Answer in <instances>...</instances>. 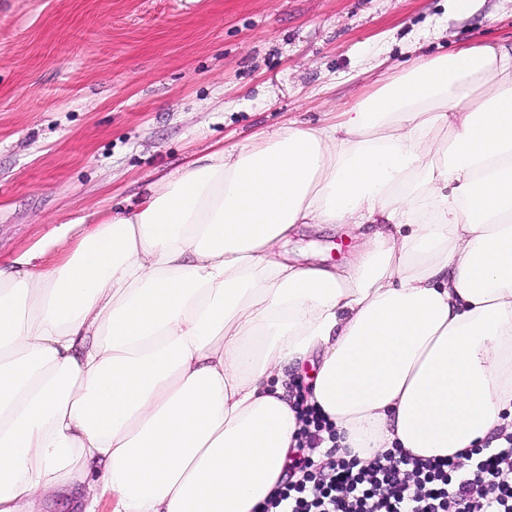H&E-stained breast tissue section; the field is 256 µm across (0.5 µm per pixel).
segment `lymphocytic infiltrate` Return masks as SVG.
I'll return each instance as SVG.
<instances>
[{
  "instance_id": "f902f5d3",
  "label": "lymphocytic infiltrate",
  "mask_w": 512,
  "mask_h": 512,
  "mask_svg": "<svg viewBox=\"0 0 512 512\" xmlns=\"http://www.w3.org/2000/svg\"><path fill=\"white\" fill-rule=\"evenodd\" d=\"M301 421L290 466L302 477L284 484L263 512H512V434L468 473L451 458L390 453L363 463L331 450L317 461L306 450L333 426L311 407ZM479 482L481 495L474 491Z\"/></svg>"
}]
</instances>
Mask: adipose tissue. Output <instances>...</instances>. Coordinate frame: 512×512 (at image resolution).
Returning <instances> with one entry per match:
<instances>
[{
	"instance_id": "obj_1",
	"label": "adipose tissue",
	"mask_w": 512,
	"mask_h": 512,
	"mask_svg": "<svg viewBox=\"0 0 512 512\" xmlns=\"http://www.w3.org/2000/svg\"><path fill=\"white\" fill-rule=\"evenodd\" d=\"M314 224L343 263L289 255ZM303 403L363 460L512 433V49L416 59L0 264V512H261Z\"/></svg>"
}]
</instances>
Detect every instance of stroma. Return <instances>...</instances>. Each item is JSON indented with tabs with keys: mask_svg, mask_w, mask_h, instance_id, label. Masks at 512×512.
<instances>
[{
	"mask_svg": "<svg viewBox=\"0 0 512 512\" xmlns=\"http://www.w3.org/2000/svg\"><path fill=\"white\" fill-rule=\"evenodd\" d=\"M0 0V260L232 146L370 93L418 56L512 46V0ZM310 226L298 258L342 263Z\"/></svg>",
	"mask_w": 512,
	"mask_h": 512,
	"instance_id": "obj_1",
	"label": "stroma"
}]
</instances>
